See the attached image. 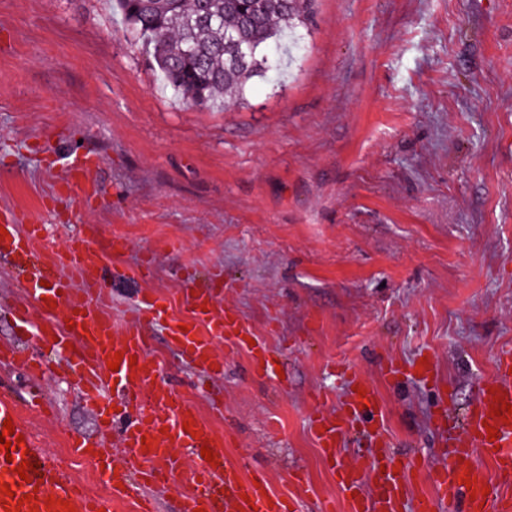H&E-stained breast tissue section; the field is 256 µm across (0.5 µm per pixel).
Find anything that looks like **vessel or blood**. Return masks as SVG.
Here are the masks:
<instances>
[{
  "label": "vessel or blood",
  "instance_id": "obj_1",
  "mask_svg": "<svg viewBox=\"0 0 512 512\" xmlns=\"http://www.w3.org/2000/svg\"><path fill=\"white\" fill-rule=\"evenodd\" d=\"M0 259L8 260L20 276V294L10 313L25 332L54 353H68L81 383L84 403L101 422L98 438H78L72 446L81 455L102 451L111 435H118L122 460L105 458L99 474L110 491L109 498L89 495L79 480L56 458L38 448L21 408L43 410L37 391L18 399L0 395V423L12 420L8 434L9 453L0 452V484L12 494L0 504V512H100L109 501L128 496L121 485L129 474H137L136 493L140 512H158L159 492L170 487L181 490L179 512H300L297 496L275 492L264 473L243 477L224 453L225 437L216 436L201 421L187 400L171 392L161 371L150 357L145 337L147 325L161 324L170 342L201 371L218 370L215 343L246 350L253 372L273 377L275 363L269 346L258 339L252 327L235 310L221 303L213 290L191 296V317H170L164 298L142 292L122 307H115L110 292L97 288L101 272L122 252L124 243L112 240L102 247L84 234L72 236L62 250L48 260H38L36 245L44 241L47 227L22 224L15 215L0 213ZM118 360V371L107 363ZM0 364L26 376H36L42 359L0 343ZM495 374L481 383L475 408L463 426L451 424L446 408H439L432 425L440 437L442 467L433 470V489L415 494L408 479L418 468L417 459L400 462L388 441L381 417L377 388L373 381L350 365L337 369L348 387V396L336 411L317 410L308 419L322 461L328 462L336 483L346 498L349 512H446L453 501H462L463 512H512V424L492 416L494 396L512 405V346L501 347L494 356ZM368 424L370 456L360 463H336V450L355 422ZM497 439L489 441L488 427ZM210 444L213 461H200L187 470L182 449L200 453ZM33 457L34 470L19 476L26 457ZM473 484H466V477ZM30 495L28 507L19 498Z\"/></svg>",
  "mask_w": 512,
  "mask_h": 512
}]
</instances>
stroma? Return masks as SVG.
Segmentation results:
<instances>
[{"label":"stroma","mask_w":512,"mask_h":512,"mask_svg":"<svg viewBox=\"0 0 512 512\" xmlns=\"http://www.w3.org/2000/svg\"><path fill=\"white\" fill-rule=\"evenodd\" d=\"M282 73L224 108L162 89L111 0H0V212L47 227L45 256L78 232L126 242L105 285L121 304L158 292L190 316L214 269L283 377H256L245 351L216 342L223 374L190 366L161 327L150 355L174 391L229 440L243 473L289 492L337 488L308 429L347 394L331 366L372 378L411 480L442 462L438 397L384 360L432 355L460 418L512 344V0H316ZM98 155L72 184L58 155ZM149 277H141V266ZM0 262V342L21 340ZM38 384L54 413L32 417L40 448L86 491L108 490L69 441L98 433L50 360Z\"/></svg>","instance_id":"obj_1"}]
</instances>
